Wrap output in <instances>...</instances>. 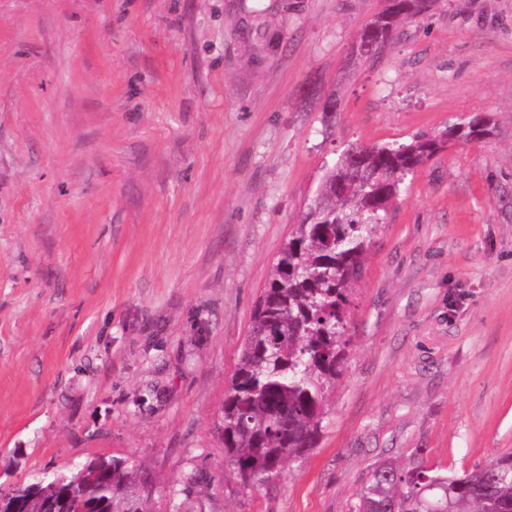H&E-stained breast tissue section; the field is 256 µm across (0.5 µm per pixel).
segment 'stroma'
<instances>
[{"label":"stroma","instance_id":"35a3bbf8","mask_svg":"<svg viewBox=\"0 0 512 512\" xmlns=\"http://www.w3.org/2000/svg\"><path fill=\"white\" fill-rule=\"evenodd\" d=\"M0 0V483L140 465L153 512H351L512 449V0ZM335 97V117L323 108ZM487 116L393 200L320 441L244 487L219 422L325 165ZM428 0H393L386 8L383 17L371 22L359 37L356 52L360 56H369L389 40L400 20L415 17L426 9ZM365 46L370 49L364 50Z\"/></svg>","mask_w":512,"mask_h":512}]
</instances>
